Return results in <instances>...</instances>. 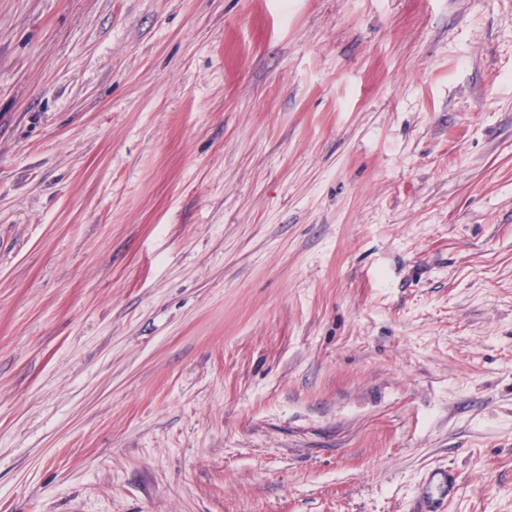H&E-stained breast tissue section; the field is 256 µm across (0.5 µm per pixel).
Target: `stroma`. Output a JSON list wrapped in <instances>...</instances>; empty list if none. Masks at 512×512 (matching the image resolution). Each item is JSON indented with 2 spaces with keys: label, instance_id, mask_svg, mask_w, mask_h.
Here are the masks:
<instances>
[{
  "label": "stroma",
  "instance_id": "1",
  "mask_svg": "<svg viewBox=\"0 0 512 512\" xmlns=\"http://www.w3.org/2000/svg\"><path fill=\"white\" fill-rule=\"evenodd\" d=\"M512 512V0H0V512ZM457 492V477L450 469H433L416 495V512H443Z\"/></svg>",
  "mask_w": 512,
  "mask_h": 512
}]
</instances>
